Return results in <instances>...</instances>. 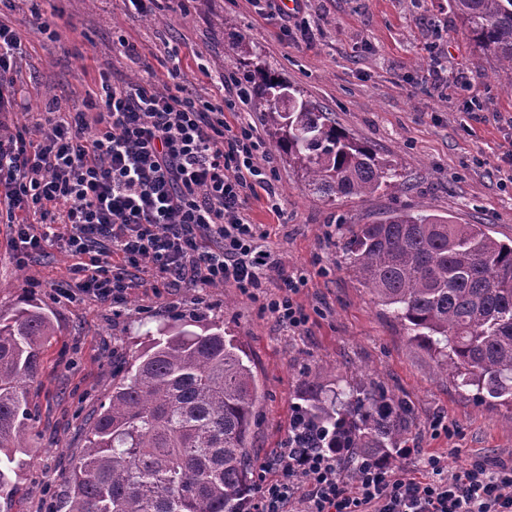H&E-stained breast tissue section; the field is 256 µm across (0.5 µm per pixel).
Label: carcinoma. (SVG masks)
<instances>
[{"label":"carcinoma","mask_w":512,"mask_h":512,"mask_svg":"<svg viewBox=\"0 0 512 512\" xmlns=\"http://www.w3.org/2000/svg\"><path fill=\"white\" fill-rule=\"evenodd\" d=\"M478 51L512 76V0H450ZM251 104L308 189L336 199L398 189L394 166L357 142L304 91L265 70ZM288 91V102L279 99ZM346 270L438 359L437 375L512 407V242L485 224L400 210L359 224ZM54 326L36 304L0 311V497L31 416L29 397ZM224 326L171 324L150 339L87 427L67 512H252L250 438L259 386ZM289 439L342 445L352 463L388 456L408 434V402L371 383L304 381Z\"/></svg>","instance_id":"cac0c4a2"}]
</instances>
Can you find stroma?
I'll list each match as a JSON object with an SVG mask.
<instances>
[{
	"mask_svg": "<svg viewBox=\"0 0 512 512\" xmlns=\"http://www.w3.org/2000/svg\"><path fill=\"white\" fill-rule=\"evenodd\" d=\"M42 8L57 36L19 33V107L0 115L11 130L42 131L49 106L84 111L100 77L138 80L141 60L166 78L175 48L191 96L217 101L220 76L274 72L390 160L404 189L328 200L308 191L265 139L281 210L272 212L262 191L246 208L266 234L264 249L281 261L265 279L266 291L278 292L288 275L307 280L297 299L309 321L294 335L230 286L200 298L187 288L153 287L142 272L121 302L95 301L72 287L75 259L63 242L22 268L13 228L0 221V310L33 302L55 328L31 394L35 418L16 454L17 491L0 499V512H45L47 502L64 503L85 419L107 400L122 363L159 326L178 320L223 323L246 347L262 394L251 440L256 463L267 466L285 446L303 381L318 371L332 383L369 375L409 402L404 445L412 454L397 464L416 476H429L432 454L446 477L475 460L512 458V412L438 378L435 356L346 271L342 250L356 225L404 209L485 224L492 236L512 241V76L475 50L448 0H300L309 38L295 22L265 18L254 0H186L177 11L159 0L147 18L126 14L121 0H44ZM228 18L235 30L225 28ZM123 39L129 50L120 47ZM202 63L208 73L199 71ZM276 477L267 466L265 481Z\"/></svg>",
	"mask_w": 512,
	"mask_h": 512,
	"instance_id": "35a3bbf8",
	"label": "stroma"
}]
</instances>
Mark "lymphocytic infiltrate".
Instances as JSON below:
<instances>
[{"instance_id":"lymphocytic-infiltrate-1","label":"lymphocytic infiltrate","mask_w":512,"mask_h":512,"mask_svg":"<svg viewBox=\"0 0 512 512\" xmlns=\"http://www.w3.org/2000/svg\"><path fill=\"white\" fill-rule=\"evenodd\" d=\"M20 50L16 31L0 23V112L16 104ZM142 70L135 82L101 78L86 101L93 117L51 108L40 137L0 132V206L15 221L19 264L57 239L78 259L75 288L97 300H122L133 270L145 267L159 288L232 285L262 298L289 332L303 330V280L261 293L280 265L262 250L245 203L258 189L275 198L272 171L257 161L264 146L256 127L226 119L244 109L247 88L222 81L213 103L187 94L179 68L169 69L162 92L152 65ZM341 464L338 451L281 448L272 461L278 477L259 486L254 512H512V463L476 461L438 480L377 459L348 477Z\"/></svg>"}]
</instances>
